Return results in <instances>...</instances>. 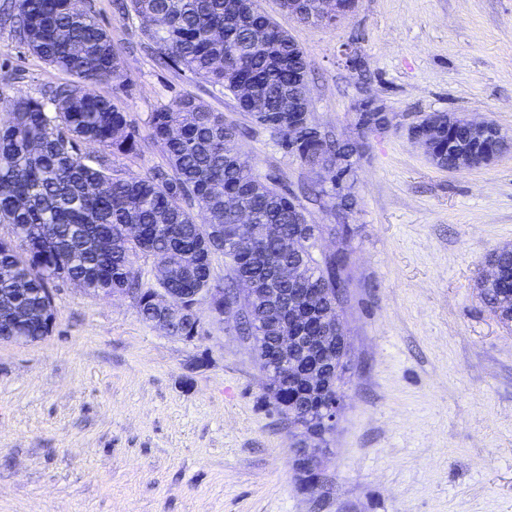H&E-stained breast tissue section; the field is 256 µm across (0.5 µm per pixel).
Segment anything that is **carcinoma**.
I'll use <instances>...</instances> for the list:
<instances>
[{
    "mask_svg": "<svg viewBox=\"0 0 512 512\" xmlns=\"http://www.w3.org/2000/svg\"><path fill=\"white\" fill-rule=\"evenodd\" d=\"M127 15L144 24L148 48L162 63L187 70L236 95L249 86L267 111L240 109L251 122L273 132L281 147L302 164L336 163L342 158L343 191L315 179L303 197L292 196L277 183L263 180L235 151L240 125L224 119L203 100L185 95L158 107L149 116V138L160 148L166 168L136 177L114 173L112 159L139 151V133L126 113L96 93L101 83L122 76V60L106 30L74 0H14V22L27 50L50 66L75 77L51 92L48 100L8 102L7 120L0 121V265L11 266L32 289L20 328L25 336L52 332L43 314L44 289L56 280H73L84 291L106 297L109 290L131 295L143 321L157 317L155 298L162 288L188 292L216 287L213 261L226 260L224 315L234 318L239 333L250 341L261 366L276 362L269 344L267 301L288 297L300 306L288 286L271 268L296 261L303 269L301 287L325 305L316 310L311 331L318 335L333 306L342 305L348 288V256L316 257L314 246L325 234H347L350 225L306 221L304 235L288 251V233L307 205L334 202L342 218L357 204L355 173L363 143L336 144L332 132L304 120L303 143L288 146V108L299 83L308 80V64L296 40L261 12L258 0H123ZM268 31L267 43L252 47V28ZM432 126L430 157L443 169L458 161L471 167L485 164L497 150L496 140L478 142L479 133L446 112L428 114ZM96 144L100 154L86 156L84 145ZM252 215L255 224H277L282 236L260 242L251 255L232 250L230 231L236 212ZM153 259L145 283L137 261ZM501 276L483 280L485 301L512 325V246L490 256ZM252 291L240 294L239 282ZM200 317L172 324L171 336L192 338L202 333ZM270 403L288 426L307 425L321 416L320 405H308L301 388L288 380V365L267 377Z\"/></svg>",
    "mask_w": 512,
    "mask_h": 512,
    "instance_id": "carcinoma-1",
    "label": "carcinoma"
}]
</instances>
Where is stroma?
I'll use <instances>...</instances> for the list:
<instances>
[{"mask_svg": "<svg viewBox=\"0 0 512 512\" xmlns=\"http://www.w3.org/2000/svg\"><path fill=\"white\" fill-rule=\"evenodd\" d=\"M115 3L80 0L123 58L122 80L96 91L142 134L119 174L164 166L149 114L190 94L242 124L237 149L260 178L310 184L223 88L160 65ZM259 5L304 52L317 125L356 138L352 108L368 95L393 116L366 139L351 238L316 248L350 258V360L341 412L316 444L321 482L297 470L304 437L270 405L233 319L200 307L204 332L187 340L142 321L131 296L58 280L51 333L0 342V512H512V326L477 287L490 254L512 245V150L448 171L408 135L431 112L512 135V0H358L333 25ZM70 80L0 14L1 93L38 99Z\"/></svg>", "mask_w": 512, "mask_h": 512, "instance_id": "obj_1", "label": "stroma"}]
</instances>
